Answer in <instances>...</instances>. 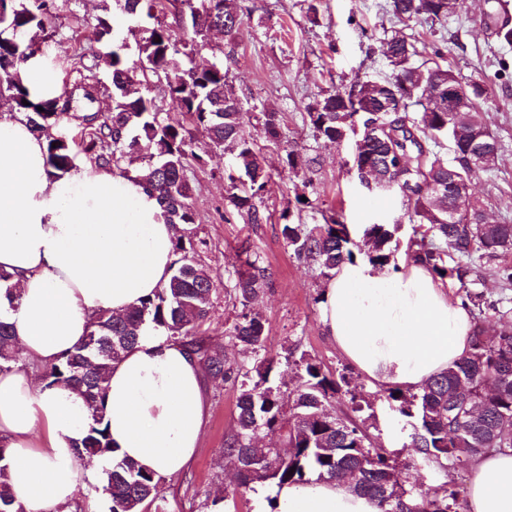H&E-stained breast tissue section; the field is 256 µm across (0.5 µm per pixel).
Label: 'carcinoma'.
Returning <instances> with one entry per match:
<instances>
[{
  "label": "carcinoma",
  "instance_id": "carcinoma-1",
  "mask_svg": "<svg viewBox=\"0 0 512 512\" xmlns=\"http://www.w3.org/2000/svg\"><path fill=\"white\" fill-rule=\"evenodd\" d=\"M121 14L131 20L128 33L134 38L138 59L125 53L126 42L115 40L116 18L107 11L90 24L89 41L96 44L90 54L79 55V64L87 71L106 48L110 60L112 110L96 108L98 82L85 83L72 93L59 87L51 93L32 91L21 78V64L39 51L36 37L52 28L55 16L49 0H0V97L26 114L33 128L46 134L49 166L56 174L77 167L84 155L98 167L121 168L135 161L141 167L131 176L156 193L167 222L175 226L196 223V213L189 199L191 187L186 177V163L193 141L192 129L206 131L213 147L233 155L241 176L231 180L227 201L231 214L249 224L263 220L260 206L268 193L270 177L260 148L246 131L245 111L227 81L224 60L200 66L195 56L213 31L224 33L228 41L244 23L241 9L231 0H115ZM459 0H390V11L397 26L384 39V56L391 66L389 77L356 81L349 91L338 89L323 94L307 108V119L314 137L340 143L353 132L355 104L374 109L368 120L380 126L379 136L367 137L355 145L358 156H367L381 167L390 181H421L429 177L457 172L467 179L478 171L496 165L492 158L483 165H471L470 131L487 130L476 101L486 93L483 83L466 84L469 109L458 120L448 107L438 109L423 102L421 74L432 75L435 84L448 87V80H458L454 71L440 64L444 53L434 50V57L417 60L419 51L413 25L425 21L443 25L457 14ZM484 23L494 27L503 44L512 45V24L497 14L487 13ZM165 86V94L174 109L189 119L193 128L180 120L162 116L154 98L149 96L150 78ZM43 111H38V108ZM79 109L88 140L81 144L48 134L64 116ZM265 138L283 146L285 167L294 171L298 153L284 145L280 113L264 111L259 117ZM453 144V158L439 151L442 140ZM452 191L439 196L418 192L407 197V216L414 224L407 255L442 280H457L461 285H477L476 267L487 260H499L495 275L503 286L512 288V224L489 222L481 206H471V216L448 222V209L454 208ZM290 210L283 211L284 239L298 260L315 264L326 277L344 263L354 260L348 225L341 216L321 211L319 224H294ZM398 224H368L363 241L367 257L380 266L394 261L393 246ZM173 251L181 257L172 265L168 282L141 305L116 316L96 314L90 324L87 344L64 354L42 368L47 386L64 383L71 386L91 413L79 456L109 454L112 467L106 471L102 491L110 500V512H166L161 494L163 478L139 468L122 458L111 446L104 422L105 383L112 364L139 340L146 323L153 324L167 336L180 342L197 359L202 371L220 375L239 385L236 426L224 440V455L239 461L237 492L245 493L253 485L274 481L277 485L303 484L308 475L336 481L344 470H360L351 492L376 502L381 512H397L402 503L390 501L382 487L391 480H401L409 494L405 503L417 512H452L460 491L445 487L428 497L407 481L409 465L397 462L382 448L372 446L367 428L344 414L327 409L341 390L345 377L335 380L323 365L301 355L295 362L300 383L284 390L270 382L274 360L265 356V323L248 310L227 334L228 341L254 357L255 365L232 364L225 351L214 347L203 336L216 283L211 272L186 254L182 235L173 240ZM271 278L260 256L246 255L236 270L233 288L242 307H248ZM463 302L483 318L495 319L494 333L475 323L470 336V350L452 362L448 369L429 379L416 392L390 389L387 399L402 415L418 422L411 447L423 462L445 468L448 462L468 463L481 457L512 452V306L508 300L489 301L477 291H466ZM15 337L10 326L0 321V372L18 364ZM283 436L288 455L277 448H256L253 438L261 432ZM0 512H24L10 483L6 467L0 466Z\"/></svg>",
  "mask_w": 512,
  "mask_h": 512
}]
</instances>
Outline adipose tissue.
<instances>
[{
	"instance_id": "ef3b65f1",
	"label": "adipose tissue",
	"mask_w": 512,
	"mask_h": 512,
	"mask_svg": "<svg viewBox=\"0 0 512 512\" xmlns=\"http://www.w3.org/2000/svg\"><path fill=\"white\" fill-rule=\"evenodd\" d=\"M156 197L128 177L89 167L60 176L21 113H0V320L22 361L0 373V444L25 512H71L80 479L99 483L112 460L84 467L75 441L90 413L69 386L36 382L34 367L79 347L96 313L122 314L171 275L172 239ZM322 321L342 356L376 388L413 391L465 355L473 327L440 279L357 259L324 286ZM205 385L181 344L147 328L113 365L105 421L120 456L157 475L184 471L200 446ZM469 512H512V455L477 461ZM275 512H379L340 481L282 485Z\"/></svg>"
}]
</instances>
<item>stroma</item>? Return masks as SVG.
<instances>
[{"label": "stroma", "instance_id": "stroma-1", "mask_svg": "<svg viewBox=\"0 0 512 512\" xmlns=\"http://www.w3.org/2000/svg\"><path fill=\"white\" fill-rule=\"evenodd\" d=\"M244 12L234 44L224 36H212L196 57L197 63L225 58L228 81L249 114L247 129L265 160L270 192L264 202L263 223L246 224L229 216L225 200L224 173L232 157L213 149L203 131L193 133L195 159L188 162L190 202L196 222L185 237L194 254L216 281L209 318L203 326L212 345L225 347L231 362H243L237 348L228 346L226 334L242 307L232 284L242 249L258 254L272 277L264 292L251 302L266 329V351L276 367L275 384H297L295 367L284 365L286 350L322 362L330 376L346 374L347 391L331 401L335 413L347 411L350 393L370 404L367 420L372 440L387 452L398 454L409 466L408 474L426 494L448 483L467 487L473 468L464 464L441 469L424 464L410 443L414 419L401 415L387 399V392L374 388L368 379L338 351L325 335L320 295L326 282L319 270L294 257L283 235V210L299 211L302 223L317 224L321 212L335 209L350 228L355 244L363 242L364 225L400 223L396 261L406 258L413 226L405 222L402 195L395 190L367 186L352 166L354 144H330L314 138L303 122L306 106L325 91L350 85L355 76L382 79L391 68L382 54L381 41L394 25L387 0H238ZM55 28L46 36L40 55L57 84L73 85L81 75L78 56L87 45L88 27L100 14L103 0H57ZM488 0H465L458 17L446 26L418 24L421 58H431L436 46L446 44L448 64L461 81L486 75L488 93L481 111L501 144L495 168L473 178V191L491 221L512 224V47L503 45L481 18ZM272 109L281 112L289 144L300 160L316 158L315 169L291 172L284 168L282 147L264 137L256 117ZM310 205L299 208L297 197ZM208 412L201 447L189 467L164 481L162 494L167 512H208L206 498H219L220 512H255L259 501L269 499L272 483L256 485L253 491L237 493L234 466L224 454V440L235 427L237 385L207 379Z\"/></svg>", "mask_w": 512, "mask_h": 512}]
</instances>
